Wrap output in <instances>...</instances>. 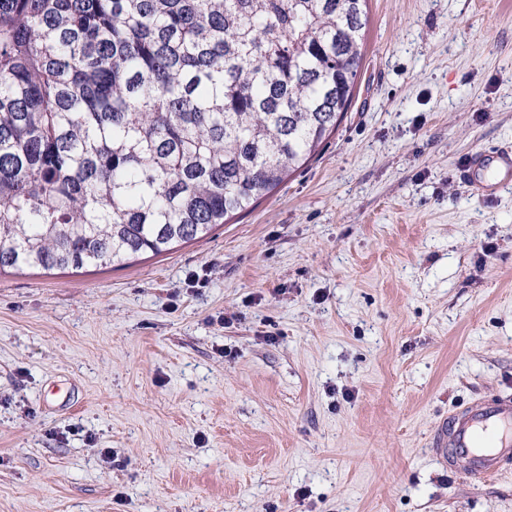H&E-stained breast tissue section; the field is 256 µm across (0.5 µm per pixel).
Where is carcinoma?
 Masks as SVG:
<instances>
[{
	"label": "carcinoma",
	"mask_w": 512,
	"mask_h": 512,
	"mask_svg": "<svg viewBox=\"0 0 512 512\" xmlns=\"http://www.w3.org/2000/svg\"><path fill=\"white\" fill-rule=\"evenodd\" d=\"M367 0H0V271L250 211L352 104Z\"/></svg>",
	"instance_id": "cac0c4a2"
}]
</instances>
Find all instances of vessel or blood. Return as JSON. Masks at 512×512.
<instances>
[{"instance_id":"vessel-or-blood-1","label":"vessel or blood","mask_w":512,"mask_h":512,"mask_svg":"<svg viewBox=\"0 0 512 512\" xmlns=\"http://www.w3.org/2000/svg\"><path fill=\"white\" fill-rule=\"evenodd\" d=\"M491 161L499 179L476 182L475 193L481 198L512 183V151L501 148L472 159L479 168ZM430 444L432 458L444 470L477 480L501 474L512 467V396H484L459 407L435 425Z\"/></svg>"}]
</instances>
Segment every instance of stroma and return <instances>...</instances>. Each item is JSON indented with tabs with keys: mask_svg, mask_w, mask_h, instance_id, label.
Here are the masks:
<instances>
[{
	"mask_svg": "<svg viewBox=\"0 0 512 512\" xmlns=\"http://www.w3.org/2000/svg\"><path fill=\"white\" fill-rule=\"evenodd\" d=\"M342 122L169 252L0 273V512H512L432 426L512 393V0H368ZM489 161L496 163L499 179L493 183L480 179L475 183V195L481 198L494 194L501 185L512 183V151L501 148L488 153H477L472 159L473 165L481 170Z\"/></svg>",
	"mask_w": 512,
	"mask_h": 512,
	"instance_id": "35a3bbf8",
	"label": "stroma"
}]
</instances>
